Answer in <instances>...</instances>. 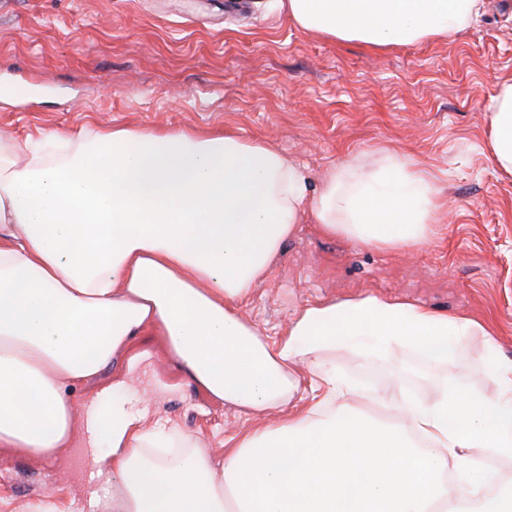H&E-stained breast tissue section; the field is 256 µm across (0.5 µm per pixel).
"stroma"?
Here are the masks:
<instances>
[{
  "mask_svg": "<svg viewBox=\"0 0 512 512\" xmlns=\"http://www.w3.org/2000/svg\"><path fill=\"white\" fill-rule=\"evenodd\" d=\"M512 78V0H485L477 24L445 39L385 51L297 27L278 0H0V131L19 143L60 131L227 128L305 166L311 189L344 165L390 152L420 161L445 203L441 233L410 251H378L322 235L303 219L242 307L267 334L323 300L405 297L453 314L493 317L512 360V175L488 157L485 106ZM119 363L136 383L116 398L164 416L217 452L219 434L253 420L171 365L158 337ZM325 359L364 391L429 395L443 379H480L483 346L463 338L426 368L393 351ZM115 371V372H116ZM84 433L49 460L16 450L0 461V512H32L46 489L68 512L84 495Z\"/></svg>",
  "mask_w": 512,
  "mask_h": 512,
  "instance_id": "stroma-1",
  "label": "stroma"
}]
</instances>
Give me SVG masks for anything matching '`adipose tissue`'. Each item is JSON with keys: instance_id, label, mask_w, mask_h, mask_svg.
I'll return each instance as SVG.
<instances>
[{"instance_id": "1", "label": "adipose tissue", "mask_w": 512, "mask_h": 512, "mask_svg": "<svg viewBox=\"0 0 512 512\" xmlns=\"http://www.w3.org/2000/svg\"><path fill=\"white\" fill-rule=\"evenodd\" d=\"M300 28L383 48L445 38L476 23L484 0H287ZM489 151L512 174V80L488 105ZM54 151L0 135V455L67 447L78 411L106 441L75 512H512V483L486 458L512 459V361L491 322L367 294L304 306L279 337L241 306L283 244L311 217L326 236L413 250L438 232L434 178L394 154L375 170H330L310 191L304 169L232 131L115 127ZM159 337L176 367L214 399L262 418L196 448L165 417L124 403L83 408L84 385ZM480 337L482 378L441 382L425 399L383 394L397 421L353 409L357 385L325 363L341 347L399 349L432 363ZM313 375L310 406L265 422Z\"/></svg>"}]
</instances>
